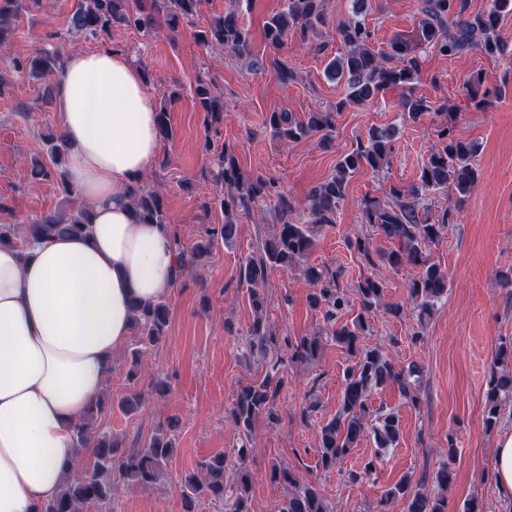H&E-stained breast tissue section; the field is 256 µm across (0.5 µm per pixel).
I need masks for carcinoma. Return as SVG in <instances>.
I'll return each instance as SVG.
<instances>
[{
    "label": "carcinoma",
    "mask_w": 512,
    "mask_h": 512,
    "mask_svg": "<svg viewBox=\"0 0 512 512\" xmlns=\"http://www.w3.org/2000/svg\"><path fill=\"white\" fill-rule=\"evenodd\" d=\"M203 0H76L69 19L70 30L95 40L112 39L117 26L132 29L145 38L155 36L165 27L177 32L181 22L194 18ZM369 0H353V16L340 21L334 29L337 54L328 62L325 74L344 85L345 97L335 108L320 112H307L299 118L292 112L273 111L267 114L266 125L272 135L282 141L298 143L320 135V144L331 147L336 129V114L352 105L371 103L390 88L402 90L398 107L402 119L420 123L432 111L431 102L416 95L420 81L421 61L414 44L400 35L388 42V48L375 47L372 33L364 16ZM24 8L23 0H0V43L12 33L13 19ZM512 13V0H489L485 9L470 11V0H420L418 9V42L442 56H454L468 50H477L488 57L512 55V45L497 34L503 17ZM326 25L325 0H288L283 10L272 14L264 23L263 34L267 44L277 49L288 39L314 52H322L327 43L322 41ZM198 44L220 47L238 57L251 53L249 32L242 26L238 14L227 11L196 33ZM64 54L31 53L16 58L14 69L32 76L59 73L64 66ZM483 78L479 75L468 80L471 100L475 106L485 108L491 104L488 92L480 91ZM195 95L205 113V123L216 126L224 121L223 97L214 95L210 83L199 79ZM398 133L393 124L369 130L367 140L358 142L356 148L341 154L333 174L314 186L308 196L311 221L295 222V206L276 183L261 175L249 176L240 168L229 146L217 152V183L220 191L208 210L214 206L224 215L220 224L205 226L190 252L179 251L181 271L189 267H202L218 241L231 244L236 235L239 218L254 213L257 203L265 197L275 196L279 224L271 234L257 238L253 251L240 266L239 281L246 285L253 313L249 327L251 348L263 352L268 347L284 342L296 361L314 358L321 347V337L303 336L296 340L278 338L267 323L268 274L274 268L283 271L299 269L304 279L314 286L308 295L309 305L321 309L327 329L336 344L344 350L347 366L343 373V392L339 413L321 427L319 434L322 469L330 470L358 447L368 434H373L376 447L385 449L397 446L401 436L400 418L393 412L379 414L377 424L369 423L371 410L369 395L373 389L393 384L405 405L418 404L416 376L418 370L410 365L399 368L376 347L361 345V336L367 329V319L382 307L385 280L367 277L356 286L360 312L351 323H340L348 309L350 299L341 289L338 280L342 268L331 270L307 262L313 248L311 229L336 223L335 217L348 196L351 178L362 169L381 172L389 166L392 143ZM439 146L430 154L420 169L418 182L409 187L392 185L384 198H365L360 202L364 223L371 234L358 237L354 246L367 264H375L370 247V236L380 237L397 244V248L378 252L383 265L397 270L411 265L414 274L407 283V303L385 307L396 318L407 314L422 322L432 313L436 302L448 292V277L439 266L431 263L426 255L428 247L442 238L448 229L451 211L438 210L435 215L419 214L423 196L431 193H449V203L463 206L473 193L479 179L478 169L472 159L474 144L457 138L451 122L436 126ZM67 156L62 136L46 140V157L39 163L35 176L60 183L63 192L73 197L75 191L66 181L62 164ZM131 205L134 216L144 223L164 224L166 215L164 199L159 191L139 181L132 191ZM90 224L87 213L77 207L63 216L50 213L26 226L23 238H18L8 224L0 225V246L21 250L31 244L48 240L56 235H86ZM169 324L168 306L157 301L136 305L134 327L140 331V341L155 345L165 336ZM282 361H271L262 378L240 387L232 404L230 418L239 432L241 444L237 448L238 476L231 488L224 486V455L218 454L203 461L199 470L181 484V512H198L205 499L229 504V512H249L248 499L253 475L247 458L251 452L248 442L254 421L265 416L269 421L278 420L274 402L283 387L280 376ZM512 398V370L491 374L486 393L487 423L497 422L501 402ZM110 405L98 397L87 409L73 434L76 455L69 465L60 494L44 503L39 512H88L109 507L112 502L114 477L129 484L149 487L156 483L173 453V443L165 434L154 436L143 448H125L119 439L97 429V420ZM91 449V458L82 465L81 453ZM454 448L448 447V462L438 468L432 478L439 489L434 493L425 485L413 486L402 479L387 489L384 497L402 499L406 512H448L446 492L452 483L454 470L450 461ZM270 480L286 483L293 488L283 502L280 512H330L322 493L312 484L301 485L291 471L277 465L271 467Z\"/></svg>",
    "instance_id": "carcinoma-1"
}]
</instances>
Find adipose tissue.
<instances>
[{"mask_svg":"<svg viewBox=\"0 0 512 512\" xmlns=\"http://www.w3.org/2000/svg\"><path fill=\"white\" fill-rule=\"evenodd\" d=\"M68 178L89 236L0 248V512L56 498L76 425L134 331L133 305L179 280L171 225L135 221L130 191L156 157L154 102L127 52L67 56L56 91Z\"/></svg>","mask_w":512,"mask_h":512,"instance_id":"1","label":"adipose tissue"}]
</instances>
